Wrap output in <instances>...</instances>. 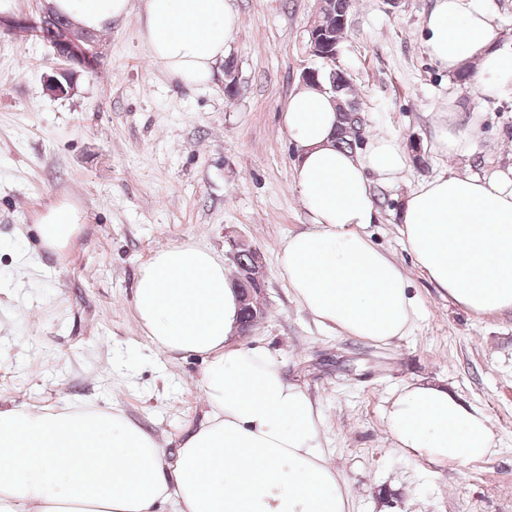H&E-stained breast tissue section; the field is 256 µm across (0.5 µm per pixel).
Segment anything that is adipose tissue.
<instances>
[{
  "label": "adipose tissue",
  "mask_w": 512,
  "mask_h": 512,
  "mask_svg": "<svg viewBox=\"0 0 512 512\" xmlns=\"http://www.w3.org/2000/svg\"><path fill=\"white\" fill-rule=\"evenodd\" d=\"M50 3L91 33L131 12V0ZM240 29L230 0H143L139 35L153 64L188 86L212 80ZM497 36L482 0H436L423 25L430 60L451 76L473 69L481 97L512 88V58ZM338 120L332 95L307 84L284 108L297 153L293 183L311 227L283 241L278 274L318 324L384 344L410 333L419 311L408 276L364 229L376 219L372 182L398 183L408 155L389 134L361 150L338 147ZM478 132L450 105L438 114L433 145L462 156ZM400 217L417 268L449 300L478 315L512 313V170L420 182ZM86 221L82 208L54 201L36 230L62 250ZM133 307L160 352L203 358L202 422L171 456L117 410L0 407V512H157L165 504L174 512H349L353 490L321 449L318 403L286 380L275 354L239 340L240 298L222 256L192 242L156 250L137 274ZM385 423L397 447L434 462L464 464L498 446L483 412L431 381L403 383Z\"/></svg>",
  "instance_id": "adipose-tissue-1"
}]
</instances>
